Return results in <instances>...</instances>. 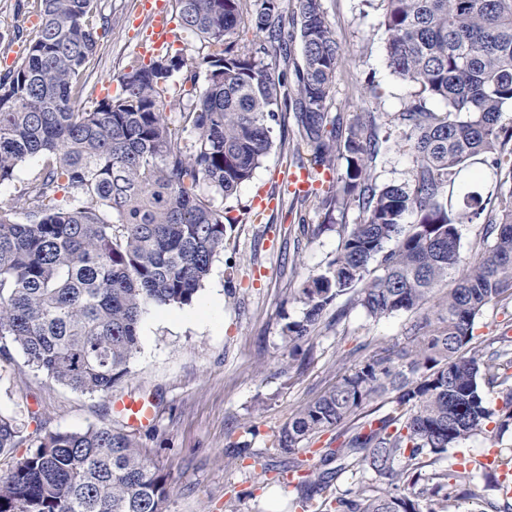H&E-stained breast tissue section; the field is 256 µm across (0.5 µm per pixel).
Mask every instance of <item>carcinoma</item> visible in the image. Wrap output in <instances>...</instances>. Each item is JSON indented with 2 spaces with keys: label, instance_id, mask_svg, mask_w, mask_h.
<instances>
[{
  "label": "carcinoma",
  "instance_id": "obj_1",
  "mask_svg": "<svg viewBox=\"0 0 512 512\" xmlns=\"http://www.w3.org/2000/svg\"><path fill=\"white\" fill-rule=\"evenodd\" d=\"M178 28L212 52L200 62L179 54L136 59L121 92L92 111L77 101L87 87L108 18L95 0H35L39 18L25 57L0 73V185L37 159L26 206L0 203V356L73 391L108 395L139 349L152 307L192 303L214 258L224 252L228 197L248 181L273 144L280 104H292L312 168L345 173L328 210L356 202L366 213L344 231L336 256L300 290L304 317L284 330L296 352L328 305L348 296L373 321L416 314L408 342L381 346L336 384L300 407L275 435L297 477L292 508L302 512H459L479 498L466 461L438 466L448 449L512 426V359L505 340L473 345L474 325L490 303L512 299V195L500 179L484 191L454 194L463 167L492 161L512 176V0H382L387 63L417 88L397 119L414 172L407 185L378 186L372 162L386 148L372 112L348 124L328 101L343 53L322 0H294L298 33L286 29L280 0H173ZM244 18L261 34L255 52L288 55L299 39L302 63L274 77L229 36ZM184 78L192 108L181 113L194 134L178 143L163 94ZM206 66L197 85L194 69ZM447 104L433 112L424 99ZM498 201L480 249L461 253V227ZM416 222L406 223L408 216ZM377 264L378 270L370 269ZM500 344L494 348V344ZM506 390L503 408L483 383ZM389 396L381 417L360 421ZM328 429L339 446L311 464L302 443ZM23 444L18 422L0 415V457ZM336 462V469L328 468ZM372 479L334 497L323 492L346 469ZM166 479L122 428L45 433L0 477V512H165Z\"/></svg>",
  "mask_w": 512,
  "mask_h": 512
}]
</instances>
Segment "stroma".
Here are the masks:
<instances>
[{
  "label": "stroma",
  "mask_w": 512,
  "mask_h": 512,
  "mask_svg": "<svg viewBox=\"0 0 512 512\" xmlns=\"http://www.w3.org/2000/svg\"><path fill=\"white\" fill-rule=\"evenodd\" d=\"M327 19L348 57L336 78L330 111L350 119L353 112L374 113L389 148L373 173L377 184L403 185L413 175V158L402 145L397 119L412 89L387 66L381 0H323ZM108 17L98 62L78 102L93 109L107 90H119L128 62L141 55L155 12L172 13V0H97ZM37 18L27 0H0V33L22 31L23 42L0 54V72L17 61L34 35ZM238 51L254 52L272 74L293 71L299 47L290 56L255 53L259 36L250 24L237 28ZM297 135L292 107L282 108L273 145L252 178L215 204L232 217L226 248L192 304L151 310L140 324L139 349L129 371L111 394L89 395L48 381L25 365L21 354L0 361V414L15 418L36 445L48 431H82L111 423L116 400H152L155 419L133 435L170 490L166 512H289L293 491L277 481L279 458L270 449L273 434L304 403L335 384L339 366L366 357V344L406 343L412 313L378 321L362 309L345 317L328 308L315 331L291 354L283 338L289 322L301 320L298 291L334 258L346 226L360 223L357 205L327 212L320 196L300 198L287 175L307 168L306 156L292 153ZM273 206L256 207L259 194ZM250 440L251 455L235 459L232 449ZM497 449L512 466V428L491 431L454 449L457 457L478 460Z\"/></svg>",
  "instance_id": "obj_1"
}]
</instances>
